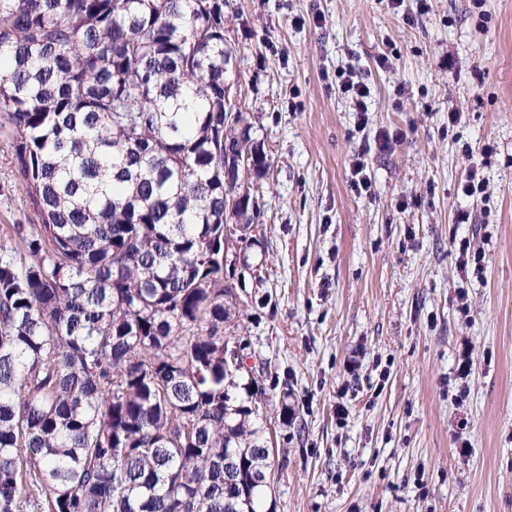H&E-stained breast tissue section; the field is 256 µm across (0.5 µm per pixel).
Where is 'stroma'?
<instances>
[{
	"label": "stroma",
	"instance_id": "1",
	"mask_svg": "<svg viewBox=\"0 0 512 512\" xmlns=\"http://www.w3.org/2000/svg\"><path fill=\"white\" fill-rule=\"evenodd\" d=\"M224 42L270 160L248 181L264 216L248 266L225 269L242 306L224 333L286 452L275 512H512V0H227ZM346 66L370 89L362 129ZM486 145L487 191L464 196ZM361 150L369 197L351 186ZM33 218L0 132V242ZM455 236L483 247L482 277L461 278Z\"/></svg>",
	"mask_w": 512,
	"mask_h": 512
}]
</instances>
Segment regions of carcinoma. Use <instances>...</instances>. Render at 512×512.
I'll use <instances>...</instances> for the list:
<instances>
[{
  "label": "carcinoma",
  "instance_id": "obj_1",
  "mask_svg": "<svg viewBox=\"0 0 512 512\" xmlns=\"http://www.w3.org/2000/svg\"><path fill=\"white\" fill-rule=\"evenodd\" d=\"M226 0H0V129L36 214L0 245V512H267L224 322Z\"/></svg>",
  "mask_w": 512,
  "mask_h": 512
}]
</instances>
